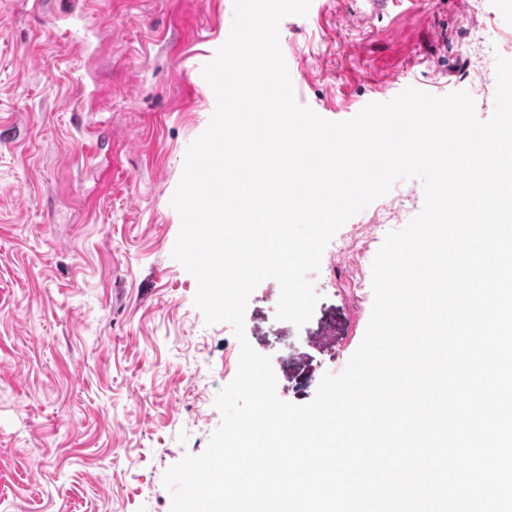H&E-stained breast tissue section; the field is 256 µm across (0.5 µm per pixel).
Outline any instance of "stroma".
<instances>
[{"mask_svg":"<svg viewBox=\"0 0 512 512\" xmlns=\"http://www.w3.org/2000/svg\"><path fill=\"white\" fill-rule=\"evenodd\" d=\"M233 15V0H0V512H171L166 470L221 423L240 346L194 305L171 199ZM279 44L297 103L326 120L409 87L467 91L486 120L495 85L474 74L512 58V0H311ZM329 264L308 275L304 326L277 320L276 280L248 299L286 402L341 373L370 318Z\"/></svg>","mask_w":512,"mask_h":512,"instance_id":"35a3bbf8","label":"stroma"}]
</instances>
